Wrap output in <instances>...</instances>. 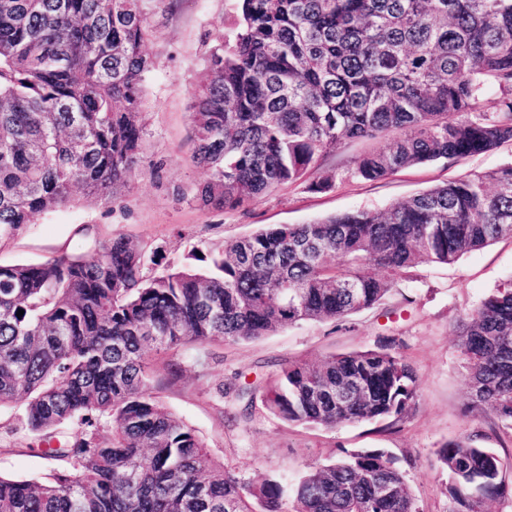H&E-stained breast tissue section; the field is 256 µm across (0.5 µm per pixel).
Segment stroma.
Listing matches in <instances>:
<instances>
[{
    "mask_svg": "<svg viewBox=\"0 0 512 512\" xmlns=\"http://www.w3.org/2000/svg\"><path fill=\"white\" fill-rule=\"evenodd\" d=\"M239 0H151L153 35L145 50L154 66L144 83L139 122L143 156L161 163L158 175L138 174L118 199L102 205L75 194L65 207L38 214L0 239V265L35 264L61 253L87 254L98 242L125 237L164 263L184 262L207 242H231L269 224H305L354 210H380L451 180L512 163V141L491 152L402 168L381 181L353 176L361 155L384 149L392 134L348 139L326 153L304 180L235 210L203 208L193 198L206 171L191 159L193 92L206 77L207 51L231 38ZM330 180L324 190L316 182ZM512 281V238L503 237L453 265L427 263L397 279L376 307L345 321L289 325L255 341L212 347L206 373L185 366L170 379L167 356L153 362L152 383L163 405L194 427L212 456L246 481L264 475L292 485L311 466L356 448L396 456L419 512H448V474L437 460L441 444L478 433L500 457L512 482V431L492 412L472 408L458 357L459 324L497 286ZM394 336L421 380L416 408L402 421L339 425L333 429L287 422L263 401L267 377L289 362L375 348ZM254 389L248 412L218 409L219 387ZM23 406L0 409V474L49 479L51 462L34 454L35 437L21 421Z\"/></svg>",
    "mask_w": 512,
    "mask_h": 512,
    "instance_id": "obj_1",
    "label": "stroma"
}]
</instances>
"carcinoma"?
Masks as SVG:
<instances>
[{
	"instance_id": "1",
	"label": "carcinoma",
	"mask_w": 512,
	"mask_h": 512,
	"mask_svg": "<svg viewBox=\"0 0 512 512\" xmlns=\"http://www.w3.org/2000/svg\"><path fill=\"white\" fill-rule=\"evenodd\" d=\"M145 0H0V236L79 188L110 203L144 164L137 121L153 62ZM194 91L192 158L203 207L236 209L303 179L351 138L403 135L356 161L395 171L512 140V0H241L233 37L209 51ZM498 110L481 111L485 90ZM512 237V164L380 211L262 227L158 272L124 238L90 255L0 265V408L24 401L51 478L0 475V512H288L281 482H246L159 400L154 354L209 365V346L371 309L406 270L451 265ZM24 310L17 316L18 310ZM475 408L512 430V282L459 329ZM386 338L370 350L288 363L270 408L314 427L402 419L420 381ZM63 425L75 432L64 435ZM110 431L103 439L102 431ZM448 512L512 496L477 437L437 450ZM296 512H418L397 458L346 450L292 487Z\"/></svg>"
}]
</instances>
